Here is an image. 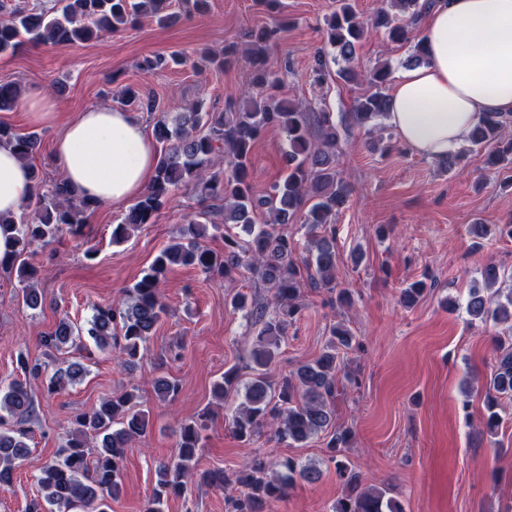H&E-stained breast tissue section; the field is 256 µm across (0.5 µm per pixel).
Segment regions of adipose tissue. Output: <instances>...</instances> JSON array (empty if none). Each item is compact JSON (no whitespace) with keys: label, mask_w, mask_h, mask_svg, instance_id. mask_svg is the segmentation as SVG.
<instances>
[{"label":"adipose tissue","mask_w":512,"mask_h":512,"mask_svg":"<svg viewBox=\"0 0 512 512\" xmlns=\"http://www.w3.org/2000/svg\"><path fill=\"white\" fill-rule=\"evenodd\" d=\"M427 61L402 69L386 120L412 153L441 158L489 112H512V0H436L424 27ZM54 166L71 188L119 207L150 183L156 148L135 113L94 106L54 141ZM34 191L30 172L0 144V213H18Z\"/></svg>","instance_id":"adipose-tissue-1"}]
</instances>
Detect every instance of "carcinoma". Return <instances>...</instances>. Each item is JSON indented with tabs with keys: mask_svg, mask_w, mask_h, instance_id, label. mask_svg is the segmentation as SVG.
<instances>
[{
	"mask_svg": "<svg viewBox=\"0 0 512 512\" xmlns=\"http://www.w3.org/2000/svg\"><path fill=\"white\" fill-rule=\"evenodd\" d=\"M210 0H181V10L172 0H49L27 8L13 0H0V53L17 51L41 43L75 44L99 40L143 17L161 25H173L182 16L204 13ZM434 5V0H383L382 6L364 22L349 0H337V8L325 20V44L316 56L314 75L325 79L328 60H341L337 76L345 82L357 81L356 51L369 30L380 31L393 43L407 42L410 28L416 26ZM281 24L276 22L248 31V47L235 42L224 45L221 55L201 53L194 66L203 70H222L242 54L250 59L252 71L247 92L220 112L193 107L174 114L160 111L151 95L127 87L121 103L138 106L157 115L153 132L160 152L155 176L140 199L117 224L112 225V242L118 244L131 232L155 223L169 193L182 185H193L202 201L213 204L198 212V219L186 225L176 241L162 248L148 271L126 297L111 304L95 305L87 326L62 319L54 331L41 337L52 352L74 349L92 358L83 339L96 350L112 354L124 370L132 372L143 358L157 324L168 312L160 281L172 266L194 267L206 275L218 274L232 280L243 269L250 270L271 299L238 292L230 299L233 309L258 330L252 338L247 368L249 376L232 366L214 383L213 394L222 401L243 395V402L231 416L235 436L250 442L264 423L271 424L275 438L290 445L303 446L322 434L326 440L325 462L331 463L343 482L344 492L331 512H404L401 501L387 489L365 486L352 470L345 455L352 431L336 423L335 401L345 384L358 383L357 373L344 362V351L355 342L351 330L341 324L331 326L322 351L313 360L297 365L275 385L268 372L276 362L288 327L303 311L301 288L336 290V214L346 207L351 190L336 168L339 140L336 125L328 112H314L298 104L279 101L267 90L279 82L278 73L267 67L266 54L279 39ZM392 68L383 62L364 75L376 88L357 100L348 120L363 126L386 117V85ZM20 88L12 81L0 80V111L14 109ZM512 115L489 112L469 136L471 147L483 150L484 165L498 172L512 165ZM268 128H278L288 140L284 155L285 174L267 194L255 195L251 179V158L255 142ZM0 143L13 146L17 155L29 162L37 152V134L20 135L0 124ZM224 154L228 169L216 165L215 156ZM97 203L78 196L63 178L54 180L39 196V207L30 221L23 223L12 214L0 213V233L8 236L12 250L0 257V271L16 277L22 303L35 310L43 305L37 285L43 269L31 261V248L48 245L64 234L78 235L87 213ZM305 211L304 227L309 232L307 254L301 255L296 242L280 230ZM224 251L216 252L202 244L208 230H221ZM485 289L473 288L466 300V312L482 322L512 324V291L503 296L495 290L501 278L499 266L489 264L482 271ZM338 291V290H336ZM426 291V284L415 281L403 289V305H415ZM341 303L351 301L347 289L338 291ZM87 373L79 361L51 368L49 362L32 359L20 352L16 357V377L0 381V490L9 489L16 468L31 452L26 418L34 412L31 382L39 381L47 394L67 389ZM162 401L175 399L179 381L160 375L153 381ZM132 392L107 396L94 409L76 414L66 434L59 458L46 463L37 477L42 504L57 512H111V500L121 492L125 450L132 441L146 435L149 411L138 407ZM512 400V343H500L486 397V428L494 433L501 418L499 403ZM209 411H204L179 429L177 450L156 469L157 481L145 512H161L171 497L186 493L191 483L207 487L233 485L236 491L224 499L226 512H270L271 505L284 498L287 489L300 479L319 480L321 470L293 457L273 462L269 470L256 458L228 473L224 470H196V452L207 429Z\"/></svg>",
	"mask_w": 512,
	"mask_h": 512,
	"instance_id": "carcinoma-1",
	"label": "carcinoma"
}]
</instances>
